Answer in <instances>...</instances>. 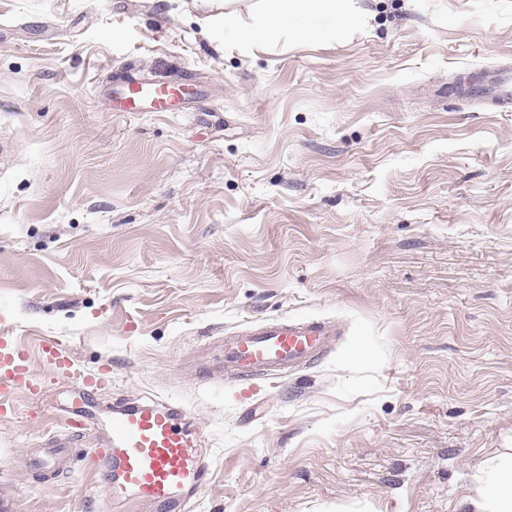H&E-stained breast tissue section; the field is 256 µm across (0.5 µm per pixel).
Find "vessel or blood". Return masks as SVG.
<instances>
[{
  "label": "vessel or blood",
  "instance_id": "b4317fda",
  "mask_svg": "<svg viewBox=\"0 0 512 512\" xmlns=\"http://www.w3.org/2000/svg\"><path fill=\"white\" fill-rule=\"evenodd\" d=\"M183 95L182 86L132 78L113 107L120 112H171ZM487 97L512 102L511 66L493 74ZM337 334V328L324 320L272 319L209 342L206 353L219 354L222 365L219 372L204 366L200 373L236 383L280 378L322 356ZM37 359L49 366L55 379L67 383L70 398L58 430L46 442L45 479L56 478L63 469V450L72 438L89 436L96 440L89 458L101 465V479L113 499L135 503L141 512H194L209 464L206 439L190 429L185 410L167 400L128 399L100 417L95 397L111 386V374L81 369L56 337H42L32 349L0 336V419L13 417L18 394L48 401L49 388L33 376Z\"/></svg>",
  "mask_w": 512,
  "mask_h": 512
}]
</instances>
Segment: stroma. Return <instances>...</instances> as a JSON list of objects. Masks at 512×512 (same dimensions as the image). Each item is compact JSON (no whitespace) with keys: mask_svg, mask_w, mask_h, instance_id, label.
<instances>
[{"mask_svg":"<svg viewBox=\"0 0 512 512\" xmlns=\"http://www.w3.org/2000/svg\"><path fill=\"white\" fill-rule=\"evenodd\" d=\"M358 22L247 48L224 0H0V334L110 364L101 409L158 395L206 434L199 512H472L512 448V108L461 93L512 60V0H345ZM186 86L115 112L129 75ZM345 333L288 377L215 385L208 338ZM0 512H132L25 396Z\"/></svg>","mask_w":512,"mask_h":512,"instance_id":"obj_1","label":"stroma"}]
</instances>
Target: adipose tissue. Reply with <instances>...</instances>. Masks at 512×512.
<instances>
[{"label": "adipose tissue", "mask_w": 512, "mask_h": 512, "mask_svg": "<svg viewBox=\"0 0 512 512\" xmlns=\"http://www.w3.org/2000/svg\"><path fill=\"white\" fill-rule=\"evenodd\" d=\"M236 0H224V27L238 31L242 43L259 44L264 38L279 33L305 35L302 18L308 13L335 15L336 0H255L251 21L239 26L233 6ZM476 480L482 491L472 499L473 512H512V454L501 453L489 458L478 469Z\"/></svg>", "instance_id": "adipose-tissue-1"}]
</instances>
